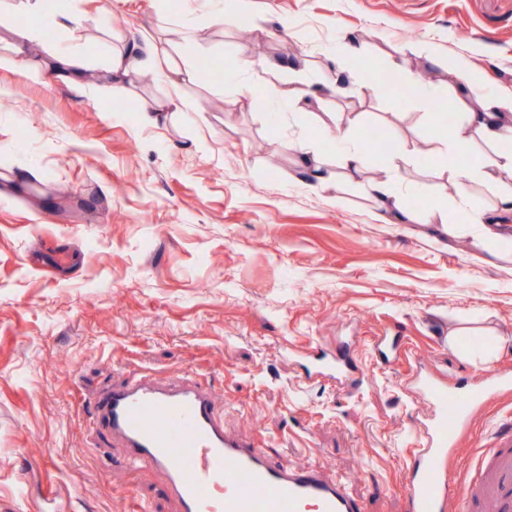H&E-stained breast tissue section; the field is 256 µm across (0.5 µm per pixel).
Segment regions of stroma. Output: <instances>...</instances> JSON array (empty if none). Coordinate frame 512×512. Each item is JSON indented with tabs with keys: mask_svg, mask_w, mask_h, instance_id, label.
<instances>
[{
	"mask_svg": "<svg viewBox=\"0 0 512 512\" xmlns=\"http://www.w3.org/2000/svg\"><path fill=\"white\" fill-rule=\"evenodd\" d=\"M73 33L43 24L27 58L0 66V174L46 184L0 198V512H177L161 477L125 466V450L90 424L83 402L141 373L195 374L227 433L286 469L341 482L364 512H404L409 450L432 416L416 386L428 371L455 388L512 371V257L429 219L475 223L497 193L459 198L438 163L432 99L467 67L483 94L512 90V0H100ZM252 30L243 40L242 25ZM152 31L180 65L202 52L251 69L173 89L147 73L127 97L106 93L108 61ZM372 62L373 86L311 96L329 65ZM67 51L87 65L76 91L41 69ZM293 60L295 72L275 71ZM421 75L406 87L399 72ZM280 93L264 96L265 87ZM180 97L165 127L138 106ZM357 144L387 130L382 163L348 177L337 129ZM319 157L322 189L295 161ZM383 172L412 222L388 219L365 186ZM500 341L490 367L459 358L460 327ZM397 341L396 363L375 349ZM349 346L353 378L308 379L313 347ZM512 393L489 401L464 437L466 478Z\"/></svg>",
	"mask_w": 512,
	"mask_h": 512,
	"instance_id": "1",
	"label": "stroma"
}]
</instances>
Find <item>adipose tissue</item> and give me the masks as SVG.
I'll list each match as a JSON object with an SVG mask.
<instances>
[{"instance_id":"adipose-tissue-1","label":"adipose tissue","mask_w":512,"mask_h":512,"mask_svg":"<svg viewBox=\"0 0 512 512\" xmlns=\"http://www.w3.org/2000/svg\"><path fill=\"white\" fill-rule=\"evenodd\" d=\"M33 18L34 23L23 34L22 43L13 48L14 55L25 53V41L42 33L40 20L51 18L56 29H73L76 16L68 11L50 10L48 0H0V20L15 14ZM202 57L181 68H168L167 55L162 52L151 31L141 32L138 39L113 53L108 63V90L112 97L123 96L134 76L145 72H168L173 88H180L196 74ZM442 103L461 118L449 140L450 161L445 167L449 182L460 194H467L472 178L469 159H477L480 180L500 191L499 201L512 208V97L497 95L482 97L479 88L467 76H459L450 85Z\"/></svg>"}]
</instances>
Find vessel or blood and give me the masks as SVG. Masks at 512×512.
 <instances>
[{
  "mask_svg": "<svg viewBox=\"0 0 512 512\" xmlns=\"http://www.w3.org/2000/svg\"><path fill=\"white\" fill-rule=\"evenodd\" d=\"M318 375L352 372L345 352L317 351ZM421 392L436 409L405 483V512H512V425L501 424L472 476L458 480L449 453L459 447L462 428L493 396L512 390V377L490 374L482 388L448 392L435 379ZM94 427L121 440L125 461L165 478L179 512H363L358 499L318 471L287 470L262 449L224 432L211 395L194 376L164 383L135 373L100 392L90 404Z\"/></svg>",
  "mask_w": 512,
  "mask_h": 512,
  "instance_id": "vessel-or-blood-1",
  "label": "vessel or blood"
}]
</instances>
